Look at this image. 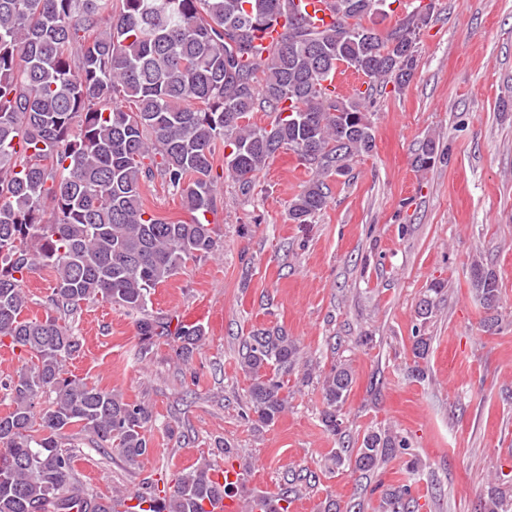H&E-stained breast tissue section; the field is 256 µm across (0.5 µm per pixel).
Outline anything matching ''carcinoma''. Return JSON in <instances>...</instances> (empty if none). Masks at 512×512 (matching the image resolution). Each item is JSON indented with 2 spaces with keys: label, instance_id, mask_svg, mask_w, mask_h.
I'll return each instance as SVG.
<instances>
[{
  "label": "carcinoma",
  "instance_id": "1",
  "mask_svg": "<svg viewBox=\"0 0 512 512\" xmlns=\"http://www.w3.org/2000/svg\"><path fill=\"white\" fill-rule=\"evenodd\" d=\"M387 0H332L336 22L310 26L290 13V0H0V345L30 356L8 386L13 410L0 416V512H112V501L85 492L73 454L63 447L77 426L102 448L134 465L148 452L151 411L64 370L81 347L67 317L81 304H117L137 315L146 350L157 336L179 342L189 360L204 341L200 324L158 318L151 292L189 260L218 250L216 150L224 172L242 187L277 154L293 152L313 171L290 202L295 224H310L328 202L327 179L348 173L370 153L375 137L367 102L330 92L337 65L372 84L401 91L416 68L418 39L435 10L418 5L381 32L364 19L385 13ZM281 26L264 49L260 35ZM131 103L128 110L118 101ZM275 114L268 126L253 113ZM429 139L417 167L435 164ZM160 175L192 214L168 221L147 211L143 185ZM41 267L54 272L48 311L24 316L23 291ZM471 283L488 308L499 297L495 271L476 260ZM443 285L428 289L418 307L414 356L426 357L421 333ZM299 347L281 328L256 329L242 340L239 367L250 379L248 410L269 426L288 410V381ZM322 422L338 436L331 460L372 472L406 454V438L382 428L366 431L359 447L345 442L341 412L353 375L339 363L319 376ZM50 396L37 409L39 399ZM202 460L173 490L149 500L138 494L126 512H205L204 504L235 491L213 479ZM390 512H414L410 486L389 488ZM488 512H512L492 486Z\"/></svg>",
  "mask_w": 512,
  "mask_h": 512
}]
</instances>
